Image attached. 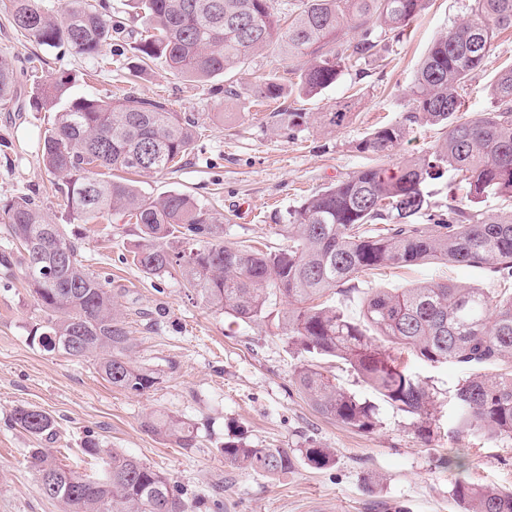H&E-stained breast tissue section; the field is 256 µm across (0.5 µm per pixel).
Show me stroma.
I'll return each instance as SVG.
<instances>
[{"label": "stroma", "mask_w": 512, "mask_h": 512, "mask_svg": "<svg viewBox=\"0 0 512 512\" xmlns=\"http://www.w3.org/2000/svg\"><path fill=\"white\" fill-rule=\"evenodd\" d=\"M5 3L0 0V56L17 68L37 69L45 81L71 76L77 96L132 92L164 99L195 118L198 136L180 167L139 177L142 193L187 194L223 225L225 244L275 250L287 246L283 226L306 196L366 164L357 143L408 110L407 86L416 69L432 43L469 14L472 0H429L381 59L345 72L317 97L287 93L276 101L253 89L256 77L283 72L276 48L251 57L231 98L224 95V76L183 78L161 58L150 61L132 83L123 61L101 66L68 48L41 47L21 37L8 22ZM510 63L512 29L495 38L484 70L461 86L465 112L493 110L491 79ZM352 95L358 104L343 127L313 123L290 136L272 127L273 113L324 112ZM53 119L24 98L0 105V205L26 196L50 222L66 225L81 263L112 290L130 332L132 362L157 369L160 379L146 393L129 394L104 381L93 359L33 346L29 334L44 313L21 265L0 264V512H63L39 490L28 453L34 440L10 421L21 405L40 407L55 419L57 435L49 446L62 464L83 473L103 468V460L81 451L86 438H95L103 448L135 456L184 487L189 497L202 500L200 512H210L216 494L223 512H459L451 497L455 475L438 465L449 452L464 455L471 482L512 490V441L458 430L451 420L448 398L464 377L463 368L404 358L437 401L431 442L421 439L415 417L383 401L374 431L346 428L318 414L295 385L303 359L276 327L285 299H274L271 317L257 322L207 309L179 273L153 277L132 263L129 252L141 241L138 225L119 214L100 224L69 222L55 177L41 159ZM432 280L493 293L505 285L486 270L431 262L359 274L354 290L334 301L355 316L367 288H407ZM156 410L195 423L198 447L186 451L146 431L143 418ZM240 428L257 447L330 448L335 461L323 469L300 461L275 477L236 467L217 449Z\"/></svg>", "instance_id": "35a3bbf8"}]
</instances>
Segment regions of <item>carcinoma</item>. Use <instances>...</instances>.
Listing matches in <instances>:
<instances>
[{"instance_id": "obj_1", "label": "carcinoma", "mask_w": 512, "mask_h": 512, "mask_svg": "<svg viewBox=\"0 0 512 512\" xmlns=\"http://www.w3.org/2000/svg\"><path fill=\"white\" fill-rule=\"evenodd\" d=\"M147 25L129 73L139 78L147 61L163 58L182 76L206 79L236 75L268 43L279 44L281 61L294 75L291 90L313 98L345 71L381 56L390 41L424 11L427 0H296L282 17L278 0H133ZM13 28L37 44L67 46L96 58L112 45L117 21L89 0H65L51 15L39 0H9ZM512 27V0H473L466 20L437 38L416 70L411 107L394 123L371 131L358 144L371 162L352 175L306 197L285 225L288 247L263 252L224 244L215 218L183 193L151 199L118 172L161 173L180 162L196 134L195 121L166 101L129 93L122 98L73 97L71 78L38 83L29 101L52 110L42 162L60 180L69 219L96 224L122 213L140 226L142 243L134 264L145 274L180 273L209 309L243 321L266 318L270 295L288 308L277 328L288 342L313 358H335L384 400L420 420L426 442L436 400L428 386L400 360L407 349L430 364H456L468 375L450 403L463 431L512 440V291L489 293L453 282H424L412 288H371L359 318L320 302L344 292L359 273L386 266L441 261L478 267L512 279V213L467 212L454 205L448 217L429 212L427 183L453 171L462 176L471 205L491 195L512 197V65L501 67L490 90L495 109L470 117L458 89L488 61L497 34ZM20 77L13 61L0 56V103L14 101ZM264 98L283 95V85L265 76L256 86ZM354 104L338 102L328 112H277L279 131L313 122L341 127ZM443 130L427 152L396 164L382 160L417 125ZM425 223H420V219ZM6 234L18 251L30 293L45 318L30 341L49 353L92 357L112 387L142 394L159 372L131 364L132 343L112 289L87 271L63 224L50 223L31 199L19 197L0 209ZM172 238L175 248L155 245ZM295 383L322 416L359 431L378 423L377 408L336 385L317 365L300 367ZM12 421L37 441L57 434L54 418L31 405L14 410ZM143 426L183 449L197 447V429L161 412ZM83 453L108 456L96 475L80 474L49 448L29 455L44 497L64 512H194L198 501L135 456L101 448L88 438ZM224 461L269 476L291 470L290 448H257L242 432L218 449ZM313 468L334 461L330 448H305ZM451 495L462 512H512V491L457 478Z\"/></svg>"}]
</instances>
